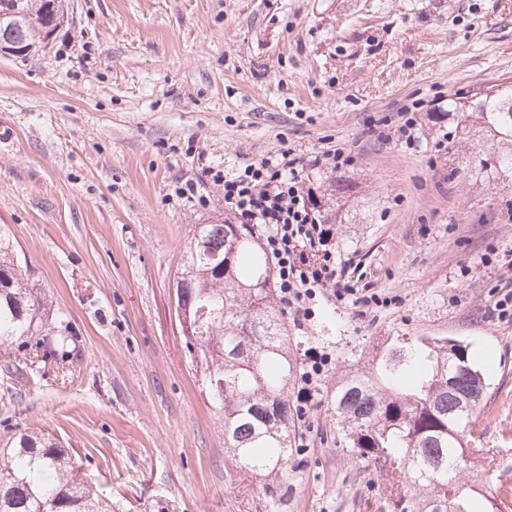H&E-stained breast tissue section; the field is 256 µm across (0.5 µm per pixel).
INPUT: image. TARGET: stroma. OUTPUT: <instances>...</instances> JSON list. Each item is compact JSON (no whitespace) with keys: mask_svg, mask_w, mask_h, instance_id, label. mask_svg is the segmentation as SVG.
Segmentation results:
<instances>
[{"mask_svg":"<svg viewBox=\"0 0 512 512\" xmlns=\"http://www.w3.org/2000/svg\"><path fill=\"white\" fill-rule=\"evenodd\" d=\"M66 4L37 51L0 53L17 131L0 147V224L52 301L39 340L0 345V448L54 436L121 512H366L388 484L344 445L329 396L386 340L447 336L493 372L482 447L512 449V322L493 310L512 278V181L469 165L504 144L472 116L438 146L451 96L512 79V0ZM417 98L439 104L419 115V149L369 135ZM330 146L350 163L310 178L355 297L320 288L284 311L288 396L313 398L272 496L224 449L172 292L194 226L225 214L215 172Z\"/></svg>","mask_w":512,"mask_h":512,"instance_id":"1","label":"stroma"}]
</instances>
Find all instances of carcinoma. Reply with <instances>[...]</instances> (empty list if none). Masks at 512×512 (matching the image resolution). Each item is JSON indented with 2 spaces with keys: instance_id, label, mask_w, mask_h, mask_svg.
<instances>
[{
  "instance_id": "cac0c4a2",
  "label": "carcinoma",
  "mask_w": 512,
  "mask_h": 512,
  "mask_svg": "<svg viewBox=\"0 0 512 512\" xmlns=\"http://www.w3.org/2000/svg\"><path fill=\"white\" fill-rule=\"evenodd\" d=\"M17 11L0 28L17 33V50L42 42L62 0H15ZM450 112H475L484 127L512 136V81L479 98L448 99ZM224 257V270L211 256ZM270 267L245 224H197L177 278L206 316L185 337L197 352L211 406L221 417L224 447L237 468L263 481L288 480L293 471L296 408L288 400L295 364L288 355L284 314L274 284L259 287ZM45 289L29 282L8 227L0 225V342L39 336L47 323ZM472 387L459 378L448 388V338L397 340L363 372L336 383L330 406L344 441L388 479L390 494L375 512H512V461L498 464L487 487L473 457L480 400L460 406ZM0 512H112V501L88 485L70 449L42 433H22L0 453Z\"/></svg>"
}]
</instances>
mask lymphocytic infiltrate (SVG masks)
Returning <instances> with one entry per match:
<instances>
[{"label": "lymphocytic infiltrate", "mask_w": 512, "mask_h": 512, "mask_svg": "<svg viewBox=\"0 0 512 512\" xmlns=\"http://www.w3.org/2000/svg\"><path fill=\"white\" fill-rule=\"evenodd\" d=\"M417 99L404 107L395 129L370 123V136L385 141L397 137L407 148L419 146L417 112L427 108ZM343 149H329L305 158L283 148L246 166L224 181V206L241 223L251 225L278 273L280 295L290 307L312 296L315 289L336 283V242L331 225L310 207L304 194L305 170L345 164Z\"/></svg>", "instance_id": "1"}]
</instances>
